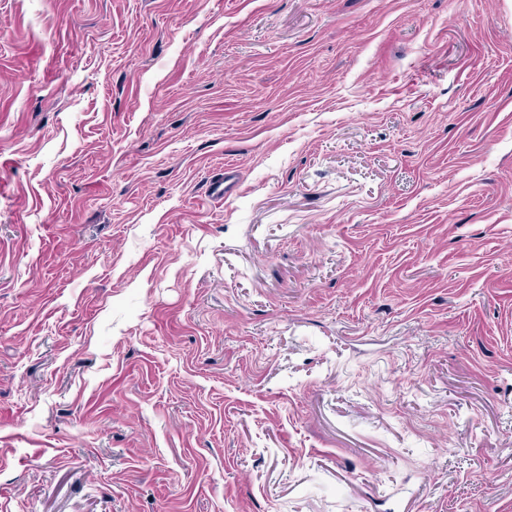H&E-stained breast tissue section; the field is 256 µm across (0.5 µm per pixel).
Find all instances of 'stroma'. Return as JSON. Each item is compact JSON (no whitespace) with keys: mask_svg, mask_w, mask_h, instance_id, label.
Wrapping results in <instances>:
<instances>
[{"mask_svg":"<svg viewBox=\"0 0 512 512\" xmlns=\"http://www.w3.org/2000/svg\"><path fill=\"white\" fill-rule=\"evenodd\" d=\"M0 512H512V0H0Z\"/></svg>","mask_w":512,"mask_h":512,"instance_id":"obj_1","label":"stroma"}]
</instances>
